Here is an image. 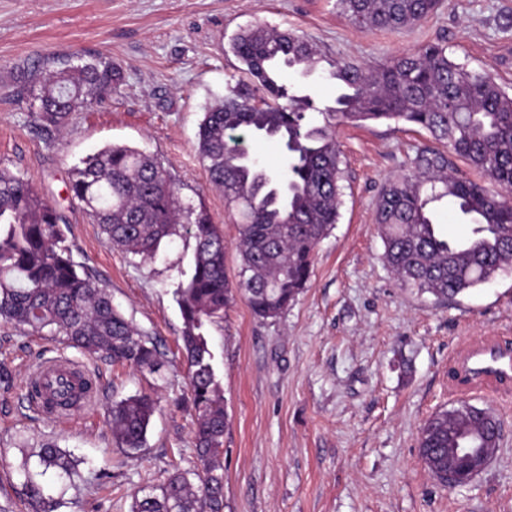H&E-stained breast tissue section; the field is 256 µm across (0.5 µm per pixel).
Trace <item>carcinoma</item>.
Instances as JSON below:
<instances>
[{
	"mask_svg": "<svg viewBox=\"0 0 512 512\" xmlns=\"http://www.w3.org/2000/svg\"><path fill=\"white\" fill-rule=\"evenodd\" d=\"M437 6L438 0H336L337 10L360 29L412 26ZM231 49L247 79L207 107L197 152L210 185L224 193L225 209L238 223L237 287L224 269L223 230L204 205L182 204L157 158L135 147L107 146L86 157L70 181L72 197L113 247L152 259L183 228L195 239L191 273L174 296L183 320L200 472L195 483L176 472L159 490L134 494L131 512H224L227 414L209 328L224 318L238 291L254 315L268 319L278 317L306 287L317 247L340 216L344 171L335 125L394 120L418 126L501 188L492 193L482 182L448 172V158L438 149H417L407 172L388 182L376 201L383 260L404 287L446 300L512 272V93L491 75L456 63L440 43L401 52L369 70L331 61L329 76L346 92L317 126L308 119V112L318 111L312 98L289 90L278 77L283 67L306 75L317 69L320 58L304 36L255 24L233 37ZM121 80L119 68L104 56L80 65L53 57L38 71L20 72V82L38 102L33 118L48 134ZM237 131L286 138L285 184L261 174L243 140L234 136ZM444 200L471 224L461 242L442 237L433 222V208ZM62 224L31 182L0 167V321L155 372L156 347L113 304L112 294L78 272ZM75 390L94 394L97 382L88 377L76 388L65 387L48 401L47 412L74 406ZM472 408L461 401L421 428V460L442 486L444 473L455 464L448 449L460 431L482 449L478 466L499 447L500 421ZM154 411L148 394L112 402V435L122 449L142 447ZM20 471L26 512H57L55 482L79 476L78 460L55 444L41 448L36 462L25 459Z\"/></svg>",
	"mask_w": 512,
	"mask_h": 512,
	"instance_id": "cac0c4a2",
	"label": "carcinoma"
}]
</instances>
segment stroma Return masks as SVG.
I'll list each match as a JSON object with an SVG mask.
<instances>
[{
  "label": "stroma",
  "mask_w": 512,
  "mask_h": 512,
  "mask_svg": "<svg viewBox=\"0 0 512 512\" xmlns=\"http://www.w3.org/2000/svg\"><path fill=\"white\" fill-rule=\"evenodd\" d=\"M257 23L303 34L322 55L313 75H284L311 95L315 124L338 92L330 61L373 66L437 40L457 63L512 88V0H440L428 19L394 31L357 28L336 0H0V166L56 208L75 261L161 353L159 371L141 372L0 324V373L10 378L0 386V506H21L19 466L51 441L82 460L80 479L62 488L60 512H130L136 491L198 470L173 296L190 274L195 241L174 238L152 260L114 248L73 201L69 181L109 144L161 159L182 201L205 204L221 225L226 274L236 280L237 223L198 160L197 132L206 107L242 76L232 38ZM56 56L110 58L122 81L48 134L30 121L18 74ZM336 137L341 216L317 249L306 288L274 319L255 316L236 296L210 328L228 415L224 512H512V382L463 383L452 358L472 341L512 344V274L445 301L402 287L382 260L375 205L431 138L403 122L341 125ZM57 356L99 377L94 403L60 422L24 396L30 371ZM139 393L158 407L144 447L128 454L116 445L108 410ZM461 400L489 408L501 440L470 484L449 490L426 471L418 440L431 416ZM105 471L108 495L97 490Z\"/></svg>",
  "instance_id": "obj_1"
}]
</instances>
